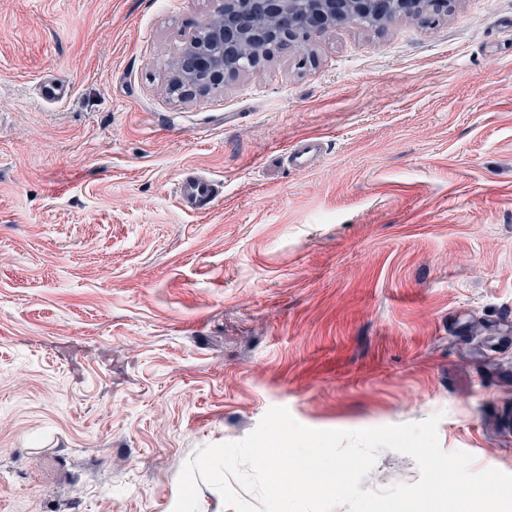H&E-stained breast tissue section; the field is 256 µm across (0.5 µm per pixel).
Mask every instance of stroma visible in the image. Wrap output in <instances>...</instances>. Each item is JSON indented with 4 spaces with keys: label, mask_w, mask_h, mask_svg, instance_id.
Here are the masks:
<instances>
[{
    "label": "stroma",
    "mask_w": 512,
    "mask_h": 512,
    "mask_svg": "<svg viewBox=\"0 0 512 512\" xmlns=\"http://www.w3.org/2000/svg\"><path fill=\"white\" fill-rule=\"evenodd\" d=\"M218 5L0 0V512H173L184 464L274 406L436 415L512 474V0L346 24L178 99ZM321 150L322 145L318 138H305L290 147L284 161L296 169H305L311 165ZM215 195V183L210 178L195 171L181 174L178 201L183 209L205 214L210 211Z\"/></svg>",
    "instance_id": "1"
}]
</instances>
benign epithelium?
Segmentation results:
<instances>
[{
  "label": "benign epithelium",
  "instance_id": "7a95c632",
  "mask_svg": "<svg viewBox=\"0 0 512 512\" xmlns=\"http://www.w3.org/2000/svg\"><path fill=\"white\" fill-rule=\"evenodd\" d=\"M451 0H220L203 24L205 37L190 38L174 63L180 94L191 97L243 72L251 47L272 44L283 52L313 32H328L337 21L361 13L382 16L395 8L403 18L448 13Z\"/></svg>",
  "mask_w": 512,
  "mask_h": 512
}]
</instances>
